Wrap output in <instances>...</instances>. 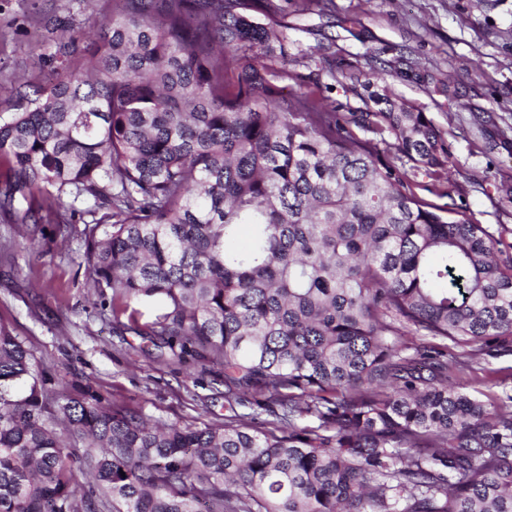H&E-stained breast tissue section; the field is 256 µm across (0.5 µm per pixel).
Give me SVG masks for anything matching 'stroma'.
I'll use <instances>...</instances> for the list:
<instances>
[{
	"mask_svg": "<svg viewBox=\"0 0 512 512\" xmlns=\"http://www.w3.org/2000/svg\"><path fill=\"white\" fill-rule=\"evenodd\" d=\"M288 24V69L294 83L321 85L340 112H371L363 87L335 80V72L366 63L400 73L388 83L395 97L424 112L448 143L442 189L395 149L394 137L371 138L383 161L407 179L413 194L478 224L503 229L512 243V0H276ZM115 0H0V82L40 85L61 63L79 67L80 54L57 55L55 31L70 27L92 40ZM448 84L447 95L435 90ZM28 201L0 210V326L22 340L57 394L82 382L100 396L155 420L193 428L223 420L222 365L181 364L169 348L143 342L127 323L112 320L97 300L83 265L85 225L94 202L79 198L70 232L47 223H18ZM449 381L470 392L479 381L512 395V354L470 352Z\"/></svg>",
	"mask_w": 512,
	"mask_h": 512,
	"instance_id": "35a3bbf8",
	"label": "stroma"
}]
</instances>
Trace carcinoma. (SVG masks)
Listing matches in <instances>:
<instances>
[{"mask_svg":"<svg viewBox=\"0 0 512 512\" xmlns=\"http://www.w3.org/2000/svg\"><path fill=\"white\" fill-rule=\"evenodd\" d=\"M121 2L81 68L0 85L28 100L0 124V208L19 195L21 220L63 224L68 195L92 196L98 298L116 319L159 302L135 333L222 365L227 415L151 425L85 389L53 398L0 326V512H512V396L448 383L451 350L512 351V253L346 125L393 136L438 182L441 133L386 87L373 112L307 85L281 100L274 0H254L263 22L242 0ZM247 393L268 407L258 427Z\"/></svg>","mask_w":512,"mask_h":512,"instance_id":"obj_1","label":"carcinoma"}]
</instances>
